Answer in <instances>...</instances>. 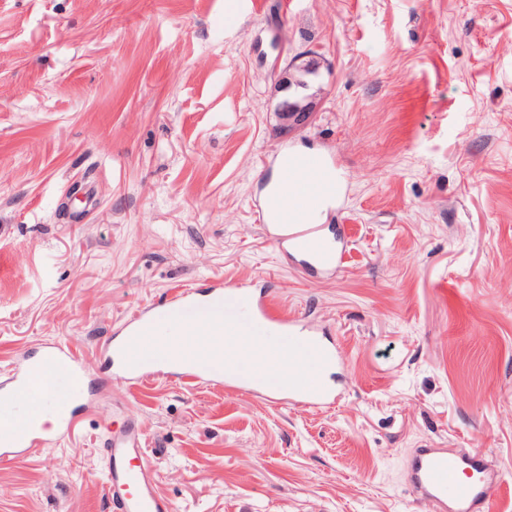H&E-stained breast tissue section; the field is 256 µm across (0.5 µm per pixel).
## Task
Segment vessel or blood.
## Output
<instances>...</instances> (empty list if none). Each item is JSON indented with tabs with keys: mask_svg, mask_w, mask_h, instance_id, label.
Wrapping results in <instances>:
<instances>
[{
	"mask_svg": "<svg viewBox=\"0 0 512 512\" xmlns=\"http://www.w3.org/2000/svg\"><path fill=\"white\" fill-rule=\"evenodd\" d=\"M329 167L328 158L323 156L307 154L298 159L299 174L306 179L322 176ZM259 210L267 221L269 240L300 257L306 272L326 274L341 265L344 249L340 237L327 236L320 225L293 214L271 218L267 199H260ZM201 318L213 321V335H220L222 326L227 325L273 344L275 350L287 351L288 363L302 377V384L243 361L190 362L153 354L131 359L125 353L128 338ZM122 330V336L109 340L104 349L114 378L133 386L175 376L187 385L219 382L249 392L272 407L291 404L311 410L333 408L342 398L338 385L325 376L339 363L335 346L318 329L295 318L274 315L267 299L245 286L235 291L214 286L203 293L175 291L162 301L138 308L124 319ZM53 368L67 382L69 401L88 402L82 359L71 348L52 343L40 360L19 359L0 379V406L12 404L22 392L42 394L46 389L44 376ZM0 433L14 437L13 442H0V461L5 463L30 457L48 441L46 435L26 429L20 418H0ZM104 456L107 512H173L172 503L157 488L138 427L107 431ZM409 477L414 498L430 501L434 512H482L488 500L507 486L484 455L460 448L414 449Z\"/></svg>",
	"mask_w": 512,
	"mask_h": 512,
	"instance_id": "1",
	"label": "vessel or blood"
}]
</instances>
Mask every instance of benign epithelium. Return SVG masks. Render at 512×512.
Wrapping results in <instances>:
<instances>
[{
  "label": "benign epithelium",
  "mask_w": 512,
  "mask_h": 512,
  "mask_svg": "<svg viewBox=\"0 0 512 512\" xmlns=\"http://www.w3.org/2000/svg\"><path fill=\"white\" fill-rule=\"evenodd\" d=\"M323 62L314 52L295 56L283 69L278 80V89L283 96L276 109L277 130L286 134L309 125L319 110L320 88L315 76L319 75Z\"/></svg>",
  "instance_id": "benign-epithelium-1"
}]
</instances>
